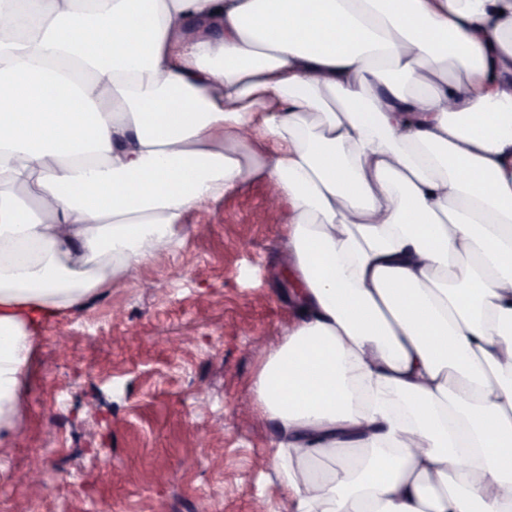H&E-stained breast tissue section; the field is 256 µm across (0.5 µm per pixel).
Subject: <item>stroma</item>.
I'll return each mask as SVG.
<instances>
[{
  "label": "stroma",
  "mask_w": 512,
  "mask_h": 512,
  "mask_svg": "<svg viewBox=\"0 0 512 512\" xmlns=\"http://www.w3.org/2000/svg\"><path fill=\"white\" fill-rule=\"evenodd\" d=\"M271 192L253 181L191 213L174 250L43 323L0 433V512H289L274 427L248 407L295 318Z\"/></svg>",
  "instance_id": "obj_1"
}]
</instances>
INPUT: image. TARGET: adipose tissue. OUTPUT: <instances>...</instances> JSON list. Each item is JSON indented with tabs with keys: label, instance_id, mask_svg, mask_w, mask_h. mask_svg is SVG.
<instances>
[{
	"label": "adipose tissue",
	"instance_id": "1",
	"mask_svg": "<svg viewBox=\"0 0 512 512\" xmlns=\"http://www.w3.org/2000/svg\"><path fill=\"white\" fill-rule=\"evenodd\" d=\"M0 19V430L43 320L260 179L297 316L253 409L291 512H512V0Z\"/></svg>",
	"mask_w": 512,
	"mask_h": 512
}]
</instances>
